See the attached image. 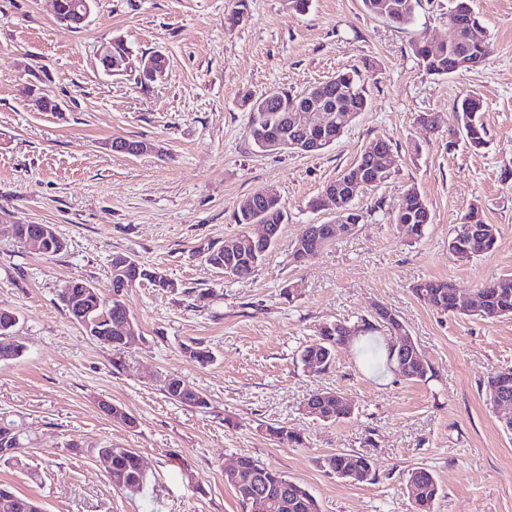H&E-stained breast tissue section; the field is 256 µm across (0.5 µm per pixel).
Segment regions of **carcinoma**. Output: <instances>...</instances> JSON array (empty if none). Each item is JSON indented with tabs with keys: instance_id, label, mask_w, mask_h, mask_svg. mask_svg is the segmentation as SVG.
Wrapping results in <instances>:
<instances>
[{
	"instance_id": "obj_1",
	"label": "carcinoma",
	"mask_w": 512,
	"mask_h": 512,
	"mask_svg": "<svg viewBox=\"0 0 512 512\" xmlns=\"http://www.w3.org/2000/svg\"><path fill=\"white\" fill-rule=\"evenodd\" d=\"M471 0H448V26L453 29V36L448 42L432 45L428 39L421 36L411 43V49L422 68L427 74L446 78L457 73L470 71L483 66L492 53V35L479 17H474L473 25L466 29H458L454 25L457 12L465 8ZM420 0H362L364 10L372 15L382 17L398 26L412 24L416 17ZM315 89L336 99V136L349 127L343 122V117L351 115L356 119L367 109L368 101L360 75L356 71L340 72L328 80L310 86L300 92L292 93L275 89L261 96L246 92L241 97V106L250 112L249 135L254 143H259L258 137L267 129L284 132L283 117L298 105L306 101V95ZM456 127L448 128V133L459 132L474 151H479L487 145L486 130L482 120V104L473 94H465L454 101L452 108ZM392 153V144L386 139H379L365 150L336 180L328 183L321 194L308 202V207L314 211L323 209V199L329 194L336 195V202L346 211L347 223L359 222L360 213L355 206V199L350 197L352 184L358 185L356 196L360 197L370 190V183L380 184L392 176V170L379 171L380 160ZM254 203L243 201L234 215L238 224H270L277 234H282L283 224L288 221V214L281 204L278 195L265 197L254 191L251 194ZM472 223L485 229L484 238L477 242L463 233V225L457 224L452 239L456 241L455 250L468 251L471 256H480L491 252L497 242L498 227L485 221L482 210L474 205L464 214ZM396 226L407 225L405 239L417 241L425 235L426 227L431 223L429 206L415 186L404 190L392 215ZM247 233L224 240V245L207 247L206 257L211 267H222L228 263L239 266L242 278L253 274L259 264L265 259L270 247L264 246L254 252L244 251L241 243L245 242ZM124 277L139 283L149 281L154 287L165 291L170 280L158 271H150L143 265L137 264ZM413 292L426 304L436 310L454 312L456 289L448 282L441 280H423L413 287ZM483 299V310L479 316L485 320L512 317V275H503L485 283L478 289ZM59 301L68 317L85 326L91 323L92 337L107 345L114 340L112 348L122 350L126 345L115 343L117 337L111 336L110 328L117 326L127 319L129 309L127 303H106V300L88 282L81 279L68 281L59 294ZM18 317L14 312L0 311V361H10L19 358L24 344L15 335ZM401 321L399 316L386 309L372 319H362L359 325H350L346 321L338 324L331 322L329 327H320L318 335L307 343L299 352L303 365L312 362L318 364L323 371L331 366L336 352L346 347L359 336L375 331H384L392 336L400 334ZM183 353L190 359L204 365L212 362V352L192 342L183 346ZM433 376L432 367L427 362H412L405 373V379L412 382L426 381ZM183 380L172 377L166 380L164 392L166 396L182 405L203 408L208 405L204 395L192 388L181 387ZM504 391L512 401V379L509 385L502 386V375L497 372L491 376L486 386V395L494 399L495 394ZM354 411L341 406L336 398L323 396L316 399V416L325 422H336L349 419ZM266 432L270 438L286 446L304 445L303 437L286 426H268ZM7 443L13 450L24 447L22 433L13 423L0 422V444ZM99 454L112 460V473L122 474L127 482L124 489L138 492L146 481L145 472L140 466V455L132 448L103 447ZM320 466L336 477L356 471L368 480L373 474L371 459L358 452L338 450L324 456ZM233 488L236 496L246 512H320L317 499L302 484L290 479L284 473L273 469L259 460L249 456L239 457V466L235 479H226ZM407 489L414 504L415 512H432L434 502L439 495V484L434 473L424 467H415L407 473ZM8 493L20 502L16 512H43L39 503L27 496L14 491L9 485L0 484V497Z\"/></svg>"
}]
</instances>
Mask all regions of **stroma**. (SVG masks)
Listing matches in <instances>:
<instances>
[{
	"label": "stroma",
	"mask_w": 512,
	"mask_h": 512,
	"mask_svg": "<svg viewBox=\"0 0 512 512\" xmlns=\"http://www.w3.org/2000/svg\"><path fill=\"white\" fill-rule=\"evenodd\" d=\"M99 0L83 28L59 24L53 0H0V308L17 313L23 355L0 362V419L22 424L31 442L0 460V484L39 499L47 512H245L225 467L249 455L304 485L321 512H413L406 473L424 467L440 486L434 512H512V435L501 429L485 386L512 366V319L443 314L412 291L437 279L460 294L512 274V0H473L494 44L478 70L428 75L411 50L427 34L448 41V0H421L414 24L398 27L364 11L361 0ZM123 38L133 56L159 50L168 67L148 86L134 69L107 75L95 52ZM369 107L325 151L260 150L250 138L244 92H297L340 70L363 69ZM58 101L38 112L33 92ZM483 103L488 145L474 152L447 129L427 133L420 115L450 119L458 95ZM149 140L159 153L110 152L106 141ZM387 139L392 177L358 202L363 218L306 263L291 243L305 225L330 221L308 208L373 141ZM419 153H412V145ZM427 201L424 237L405 240L391 211L408 186ZM275 188L288 213L278 244L245 279L224 276L199 255L257 225L235 223L253 191ZM479 206L498 225L495 249L460 259L448 238ZM16 224H51L66 252L46 257L14 239ZM127 254L173 281L131 289L134 344L114 350L68 318L58 293L72 279L112 294L111 260ZM293 287V298L283 290ZM208 290L207 299L197 297ZM382 305L397 314L433 369L405 380L387 361L389 336L375 332L340 348L315 373L301 348L320 325L357 322ZM191 341L215 360L182 352ZM176 376L208 405L169 400ZM355 402L352 418L325 422L305 405L321 390ZM122 406L134 426L112 420L101 401ZM285 425L301 447L270 439ZM135 449L146 483L115 486L97 450ZM344 449L373 462L371 480L336 478L319 458Z\"/></svg>",
	"instance_id": "obj_1"
}]
</instances>
